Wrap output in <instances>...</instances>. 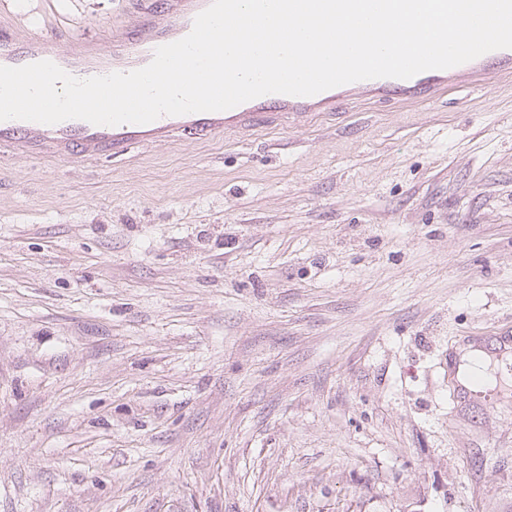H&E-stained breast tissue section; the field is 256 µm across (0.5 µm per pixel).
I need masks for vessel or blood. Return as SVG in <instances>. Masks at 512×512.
<instances>
[{
  "mask_svg": "<svg viewBox=\"0 0 512 512\" xmlns=\"http://www.w3.org/2000/svg\"><path fill=\"white\" fill-rule=\"evenodd\" d=\"M210 3L211 0H135L134 22L113 25L103 42L57 26L30 33L23 39L1 31L0 65L19 67L49 60L78 78L133 71L148 65L159 46L186 36L195 16ZM491 60L498 67H512V49L495 50L464 64L425 71L409 79L363 80L309 97L268 94L225 111L165 115L141 125H94L79 119L55 125L0 121V143L12 145L22 153L52 151L63 158L103 153L121 156L141 143H165L177 136L220 139L228 132L244 134L334 113L357 94L432 99L443 94L460 73L472 71L487 77V63Z\"/></svg>",
  "mask_w": 512,
  "mask_h": 512,
  "instance_id": "1",
  "label": "vessel or blood"
}]
</instances>
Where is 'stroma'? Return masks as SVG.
Here are the masks:
<instances>
[{"instance_id": "stroma-1", "label": "stroma", "mask_w": 512, "mask_h": 512, "mask_svg": "<svg viewBox=\"0 0 512 512\" xmlns=\"http://www.w3.org/2000/svg\"><path fill=\"white\" fill-rule=\"evenodd\" d=\"M105 37L128 0H0ZM512 74L120 157L0 147V512H512ZM507 361H495L492 366L488 357L480 352L470 353L468 350H464L460 354L461 365H459L457 373L458 378L461 382L464 381L465 375H474L476 373L483 372L489 383L495 384V374L501 372L502 377H508L509 372L506 368V362L510 363V356L506 357Z\"/></svg>"}]
</instances>
